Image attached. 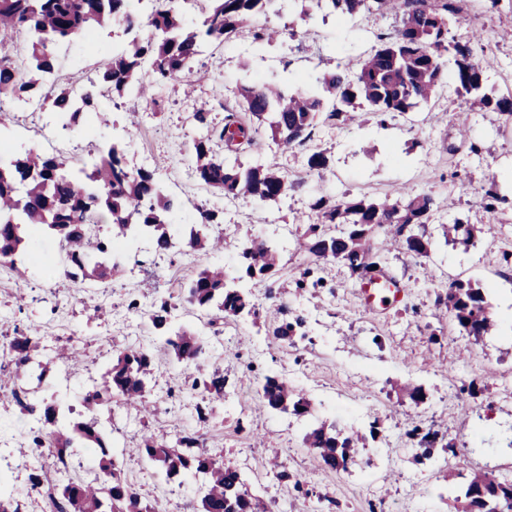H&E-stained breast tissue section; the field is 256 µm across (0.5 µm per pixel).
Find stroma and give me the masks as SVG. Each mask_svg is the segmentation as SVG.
I'll return each mask as SVG.
<instances>
[{
    "instance_id": "1",
    "label": "stroma",
    "mask_w": 512,
    "mask_h": 512,
    "mask_svg": "<svg viewBox=\"0 0 512 512\" xmlns=\"http://www.w3.org/2000/svg\"><path fill=\"white\" fill-rule=\"evenodd\" d=\"M462 7L454 35L482 33L495 60L487 70V87L498 97L512 94V0H500L494 9L486 0H462ZM259 22L279 29L281 38L258 45L245 30L223 44L206 45L194 63L199 79L192 94H184L177 79L155 86L154 108L108 95L102 103L107 124L92 133L75 128L67 138L56 139L54 149L69 164L83 165L96 146L111 144L112 127L125 124L127 112L147 115V122L124 141L130 167H155L167 192L181 201L182 215L194 216L198 205L223 211L222 223L209 232L226 242L213 256L226 270L237 267L240 246L256 239L277 243L278 272L249 290L260 310L280 305L288 321L303 317L304 335L283 342L247 319L225 322L222 338H215L182 298L202 261L177 248L161 254L154 274H143L123 258L119 273L106 280L73 283L64 274L65 263L52 256L48 232L40 231L28 243L35 264L16 274L0 266V338L34 323L41 327L46 354L60 346L80 353L83 367L67 377L52 368L23 382L37 398L58 401L71 425L91 417L80 396L119 350L160 345L146 318L129 311L131 299L144 306L168 300L173 324L199 331L207 346L206 365L221 367L226 379L215 422L193 423L197 398L185 392L179 367L163 354L149 382V417L106 407L93 416L110 434L128 481L167 512L198 506L203 478L188 473L169 482L159 468L126 455L146 429L169 444L186 433L202 436L225 463L242 470L271 512H317L322 497L334 501L335 512H369L374 503L383 512H451L448 485L458 476L512 472V264L503 261L504 254H512V116L468 112L464 98L447 84L429 103L386 124L369 114L359 124L321 125L305 146L287 152L262 131L259 157L287 175V196L274 206L248 195L224 198L195 177L191 151L202 131L193 112L206 108L212 123L222 125L226 111L238 105L240 86L274 80L306 88L317 76L355 62L370 51L376 34L397 24L395 16L378 12L340 20L319 10L314 0H278ZM119 33L115 25L99 31L95 50L79 43L60 47L59 85L89 87L97 78L101 51L111 50ZM463 111L468 114L465 136L452 119ZM315 150L328 155L326 169L308 168L307 156ZM491 182L504 198L493 213L481 199L483 186ZM400 187L433 194L442 207L420 228L430 241L427 255L396 250L385 256L383 269L402 283V300L371 309L360 298L359 278L346 267L311 266L297 244L303 226L296 218L309 214L312 199L320 195L379 200ZM458 218L474 225L472 244L445 240L442 225ZM308 267L319 284L296 292L293 281ZM455 280L477 283L485 292L496 320L491 335L477 340L460 332L440 304V295ZM268 374L292 380L310 398L312 415L265 407L261 381ZM407 382L422 387L423 402L402 393ZM472 383L478 387L474 395L468 392ZM172 388L179 389L178 398L169 397ZM321 420L347 432L379 422L381 435L368 444L371 462H358L348 471L319 466L304 437ZM416 425L436 433L432 455L408 441L406 433ZM273 448L286 480H278L266 463Z\"/></svg>"
}]
</instances>
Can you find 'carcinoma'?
Instances as JSON below:
<instances>
[{
    "instance_id": "carcinoma-1",
    "label": "carcinoma",
    "mask_w": 512,
    "mask_h": 512,
    "mask_svg": "<svg viewBox=\"0 0 512 512\" xmlns=\"http://www.w3.org/2000/svg\"><path fill=\"white\" fill-rule=\"evenodd\" d=\"M0 0V36L17 33L27 36L26 54L16 62L0 53V95L18 104L38 98L67 127L92 118L102 120L101 89L137 99L148 97L152 84H161L181 74H192L193 64L206 41L220 43L240 29L252 28L253 40L271 39L276 31L257 25L275 0H209L212 7L195 29L186 27L179 0ZM317 6L338 16L377 10L400 16V25L377 37V44L362 55L353 69L337 67L325 73L314 87L286 90L274 84L243 85L239 89L240 111L229 112L221 127L210 126L209 113L200 108L193 120L206 129L193 143L194 172L204 185L226 198L250 195L275 205L288 194V178L262 164L241 160L247 151L260 150L250 128L266 125L277 144L290 149L305 145L319 125L338 126L355 120L356 106L365 104L380 123L405 114L431 100L445 80L447 61L453 63L455 91L470 107L512 115V98L492 97L486 88L487 66L480 61L484 52L481 36L473 33L461 41L451 36V27L460 22V0H317ZM123 25L130 34L146 26L150 34L133 36L112 53H103L98 83L91 84L74 104L70 91L46 89L55 70V48L74 41L92 43L96 29L111 23ZM397 198L372 200L365 197L332 199L320 196L310 204L317 222L305 225L301 248L312 262H338L351 273L367 274L381 266L383 256L373 251L371 240L382 231L386 243L402 244L421 255L429 242L414 226L426 224L438 204L430 193L414 194L405 188ZM179 205L164 194L156 171L129 167L119 143L114 142L92 167L72 168L59 156L23 149L0 157V263L15 265L26 240L40 226L56 234L69 249L77 271L73 279L103 277V263L113 244L126 237H146L157 253L182 243L189 251L206 254L220 241H210L204 228L218 223V212L201 206L189 231L171 222ZM112 225L105 236L100 225ZM345 226L340 234L329 227ZM444 234L465 244L474 238V228L456 221L443 225ZM276 245L253 241L242 248L238 279L262 280L272 276L279 265ZM185 301L199 309H215L222 318L257 315L246 288H232L227 272L203 266L188 283ZM443 303L457 325L467 335L479 339L495 328L491 306L483 290L470 281L449 285ZM171 305L166 300L153 305L149 322L163 338L171 359L183 369L199 368L205 354L202 339L182 327H170ZM38 327L29 325L3 343L13 370L11 401L30 417V448L44 445L53 437V453L60 461L75 448L94 444L107 456L98 422L91 419L66 433L51 434L46 425L59 424L60 406L38 400L18 384L31 363V353L40 347ZM155 367V353L148 347H128L112 368L103 374L100 385L83 396L92 411L106 402L112 408H150L147 382ZM190 390L200 397L197 421L210 419L213 402L224 400V374L219 369L192 377ZM264 404L276 411L307 413L308 399L278 376H267L262 385ZM377 423L368 432L344 434L336 423L320 422L305 438L319 464L345 470L357 459L355 449L376 440ZM132 452L165 468L167 477L195 471L205 479L199 512H267L241 472L224 463L221 455L201 449L193 433L169 445L153 437L142 439ZM55 512H161L158 502L142 497L124 476L115 459L102 467L93 480L69 477L49 493ZM455 512H512V481L503 482L488 472H475L457 486Z\"/></svg>"
}]
</instances>
